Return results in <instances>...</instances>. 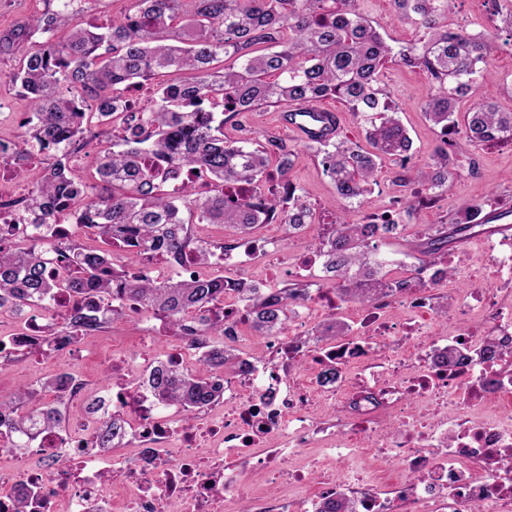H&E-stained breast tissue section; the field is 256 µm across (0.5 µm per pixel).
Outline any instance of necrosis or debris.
<instances>
[{
    "instance_id": "obj_1",
    "label": "necrosis or debris",
    "mask_w": 512,
    "mask_h": 512,
    "mask_svg": "<svg viewBox=\"0 0 512 512\" xmlns=\"http://www.w3.org/2000/svg\"><path fill=\"white\" fill-rule=\"evenodd\" d=\"M19 139L0 135V217L18 239H46L48 224L27 223L14 172ZM269 253L237 246L218 253L238 287L254 286L250 266ZM455 256L425 269V288H385L356 311L353 335L312 348L305 328L313 314L339 311L335 294L297 301L296 326L265 341L262 359L242 353L224 375V397L193 419L167 412L147 387L148 364L125 354L112 361L111 387L55 390L63 431L43 434L0 467V512H15L21 489L37 485L31 512H224L247 498L254 512H319L339 497L354 512H512V306L498 299L512 285V238L489 248L492 282L467 292L446 289ZM446 303L452 334L435 329ZM66 296L16 316V331L0 337V381L10 360L54 330ZM336 378L324 381V365ZM348 421L325 432L322 413ZM124 427L132 457L102 455L96 434L104 418ZM307 448L341 460L345 474H314L293 458ZM378 455L371 473L358 461ZM287 484L289 494L279 493Z\"/></svg>"
}]
</instances>
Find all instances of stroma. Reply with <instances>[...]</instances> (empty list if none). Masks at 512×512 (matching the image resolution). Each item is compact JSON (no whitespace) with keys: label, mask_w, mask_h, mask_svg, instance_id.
I'll return each instance as SVG.
<instances>
[{"label":"stroma","mask_w":512,"mask_h":512,"mask_svg":"<svg viewBox=\"0 0 512 512\" xmlns=\"http://www.w3.org/2000/svg\"><path fill=\"white\" fill-rule=\"evenodd\" d=\"M357 6L383 37L400 33L410 39L416 37L417 31L411 22L395 17L391 0H358ZM492 11L491 0H453L448 15V21L454 27L486 33L492 42L488 68L493 78L472 86L465 95L458 97L456 110L460 113L484 98L493 101L502 111H512V46H503L505 34L499 29L501 20L494 17ZM380 84L399 108L400 119L413 141L414 160H430L441 143L439 127L434 126L424 112L425 102L434 87L432 80L421 70L388 63L380 72ZM281 115V109L273 107L240 113L225 123L224 136L235 140L263 135L282 141L297 155L288 173L290 182L305 193L318 212L333 211L336 203L334 184L324 175L318 158L306 149L304 142L282 125ZM475 155L476 162L461 160L435 201L423 205L419 214L404 219L399 237L389 240L384 252L389 260L391 278H406L424 262L425 256L418 248L423 225L453 223L477 203L487 212L512 206V146H485L476 150ZM398 169L396 158L382 159L378 185L365 194L360 207L348 213V220L359 221L365 215L390 206L392 198L402 192L393 180ZM160 327V322L149 314L137 322L123 320L106 326L91 341L94 355L83 370L87 382L95 387L103 383L112 363V339L116 336L132 338L147 331L157 334V341L141 349L140 354L150 359L164 358L175 345L176 338L170 334L160 335Z\"/></svg>","instance_id":"stroma-1"}]
</instances>
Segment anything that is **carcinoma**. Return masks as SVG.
<instances>
[{"mask_svg": "<svg viewBox=\"0 0 512 512\" xmlns=\"http://www.w3.org/2000/svg\"><path fill=\"white\" fill-rule=\"evenodd\" d=\"M85 0H56L55 8L0 31V54H17L10 75L21 84L27 111L34 113L20 153L33 156L29 143L48 149L60 141H83L95 123L112 126V139L124 149L104 150L87 180L89 190L67 176L60 158L40 169L25 196L26 218L95 229L98 238L125 252L133 264L178 259L209 264L212 245L194 238L192 224H222L230 238L245 245L259 224L277 222L288 234L318 222L332 227L314 236L312 251L321 257V289L343 302L370 304L375 295L362 285L388 280L381 252L401 231L368 217L350 223L343 216L320 215L288 180L295 154L276 139H224V121L257 107L343 102L365 131L371 149L349 139L312 141L306 149L320 158L346 212L376 182L378 160L411 157L412 141L398 112L386 101L379 73L389 61L419 69L437 83L425 114L442 127H455L456 97L470 84L489 78L490 44L481 33L448 27L453 0H393L396 15L419 31L410 41L386 40L356 8L357 0H134L133 7L106 31L79 21ZM39 33L42 40L32 41ZM220 57L237 67L217 70ZM171 70L177 78L156 89L150 106L139 105L132 87L154 72ZM465 139L438 148L432 162L404 167V186H421L435 195L452 175L451 155L485 146L492 137L512 133V112L477 102L463 113ZM277 167H272V160ZM213 187L201 192L198 180ZM178 183L166 193L160 186ZM473 225L425 229L421 246L426 264L439 263ZM16 227L0 222V306L18 313L47 304L65 293L71 306L61 329L43 344L70 342L121 321L125 309L139 308L162 317L177 335L195 319L213 337L194 368L159 361L150 376L155 394L191 415L220 398L216 373L239 366L234 349L224 345V277L159 280L140 269L116 268L109 250L89 249L67 230L59 242L15 241ZM240 320L260 336H283L293 303L309 295L293 283L282 288H239ZM348 325L331 317L316 330L314 343L335 341ZM58 376L36 386L22 382L15 396L0 400V416L12 415L9 432L25 439L23 453L39 433L60 430L64 418L40 403L49 388L67 389ZM121 428L110 418L101 428L98 448L109 452Z\"/></svg>", "mask_w": 512, "mask_h": 512, "instance_id": "carcinoma-1", "label": "carcinoma"}]
</instances>
